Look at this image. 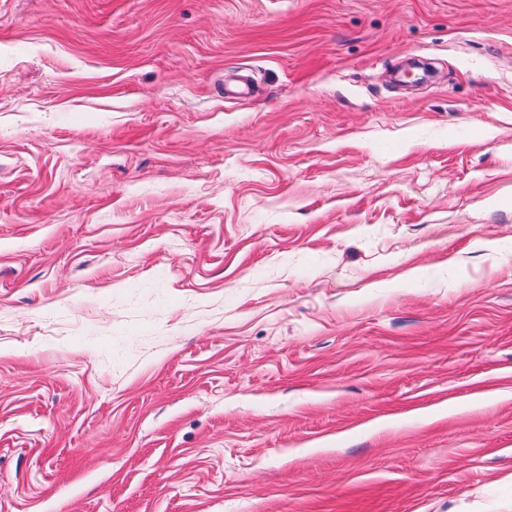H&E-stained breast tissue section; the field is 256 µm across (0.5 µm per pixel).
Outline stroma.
<instances>
[{
  "label": "stroma",
  "mask_w": 512,
  "mask_h": 512,
  "mask_svg": "<svg viewBox=\"0 0 512 512\" xmlns=\"http://www.w3.org/2000/svg\"><path fill=\"white\" fill-rule=\"evenodd\" d=\"M0 512H512V0H0Z\"/></svg>",
  "instance_id": "35a3bbf8"
}]
</instances>
